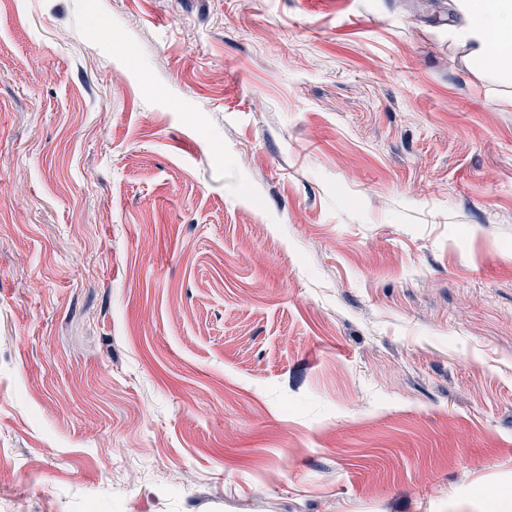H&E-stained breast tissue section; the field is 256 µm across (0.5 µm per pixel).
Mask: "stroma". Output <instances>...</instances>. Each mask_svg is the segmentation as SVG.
I'll use <instances>...</instances> for the list:
<instances>
[{"label": "stroma", "instance_id": "1", "mask_svg": "<svg viewBox=\"0 0 512 512\" xmlns=\"http://www.w3.org/2000/svg\"><path fill=\"white\" fill-rule=\"evenodd\" d=\"M462 23L0 0V512H512V65Z\"/></svg>", "mask_w": 512, "mask_h": 512}]
</instances>
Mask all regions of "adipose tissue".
Instances as JSON below:
<instances>
[{
    "label": "adipose tissue",
    "instance_id": "ef3b65f1",
    "mask_svg": "<svg viewBox=\"0 0 512 512\" xmlns=\"http://www.w3.org/2000/svg\"><path fill=\"white\" fill-rule=\"evenodd\" d=\"M464 24L462 38L473 41V63L479 68H493L512 56V0H458Z\"/></svg>",
    "mask_w": 512,
    "mask_h": 512
}]
</instances>
